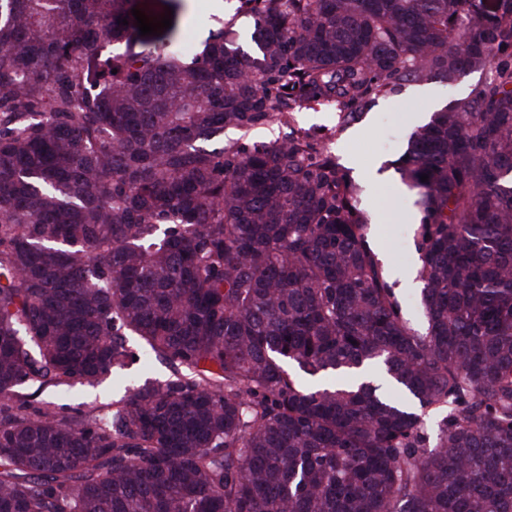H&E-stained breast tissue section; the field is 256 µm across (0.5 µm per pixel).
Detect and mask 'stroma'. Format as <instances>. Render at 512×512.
Instances as JSON below:
<instances>
[{
  "mask_svg": "<svg viewBox=\"0 0 512 512\" xmlns=\"http://www.w3.org/2000/svg\"><path fill=\"white\" fill-rule=\"evenodd\" d=\"M238 0H195L194 12L199 20L190 24L185 14H178V37L192 36L205 42L218 28L234 33L235 43L246 52H253L250 41L252 21L236 13ZM486 78L485 73L473 72L461 77L454 85L430 81L421 85L404 84L396 94L377 98L357 120L341 124L335 108L328 104L297 109L289 117L276 118L249 133L225 131V144L235 142L270 144L288 136L307 132L319 138L321 146L337 163L348 169L361 187V207L370 219L368 238L378 256L385 275L396 285L404 315L416 330L426 327L420 304V294L399 287V276L417 256L415 234L417 222L411 221L413 198L393 166L394 160L407 148L411 133L433 112L455 99L467 96ZM44 399L55 402L64 410L75 408L93 411L112 401L111 382L77 386L67 393L44 392Z\"/></svg>",
  "mask_w": 512,
  "mask_h": 512,
  "instance_id": "1",
  "label": "stroma"
}]
</instances>
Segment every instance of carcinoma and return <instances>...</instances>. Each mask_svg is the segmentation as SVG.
<instances>
[{
	"instance_id": "1",
	"label": "carcinoma",
	"mask_w": 512,
	"mask_h": 512,
	"mask_svg": "<svg viewBox=\"0 0 512 512\" xmlns=\"http://www.w3.org/2000/svg\"><path fill=\"white\" fill-rule=\"evenodd\" d=\"M239 3L254 56L222 29L147 48L132 0H0V512H512V0ZM475 71L395 161L423 333L315 137L211 145ZM129 336L188 374L31 404L134 362ZM372 363L402 395L290 371ZM39 400H50L59 407H63V412L72 413L73 408H79L85 412H91L98 407L110 403L115 399L112 391V379H107L102 384L91 386H76L70 393H55L46 391L40 396L34 397Z\"/></svg>"
}]
</instances>
